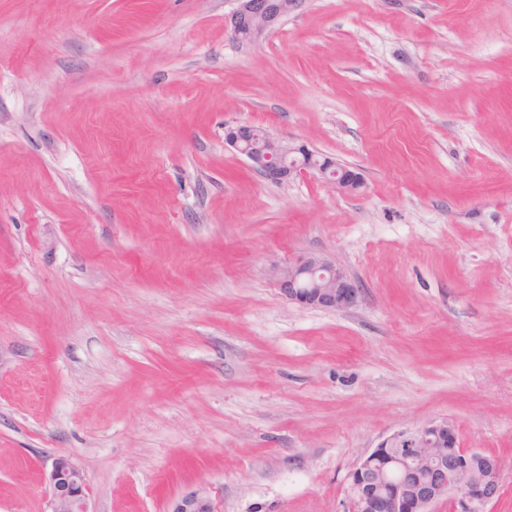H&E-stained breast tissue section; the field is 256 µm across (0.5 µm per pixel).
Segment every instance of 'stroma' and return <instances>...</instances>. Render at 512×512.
<instances>
[{"instance_id":"stroma-1","label":"stroma","mask_w":512,"mask_h":512,"mask_svg":"<svg viewBox=\"0 0 512 512\" xmlns=\"http://www.w3.org/2000/svg\"><path fill=\"white\" fill-rule=\"evenodd\" d=\"M0 0V512L66 454L92 512H342L346 475L448 421L512 512V0ZM254 124L360 169L274 185ZM323 256L361 289L289 303ZM238 7L227 25L236 41L251 45L272 32L281 20L297 9L303 0H237ZM277 286L289 302L303 307L343 310L356 305L360 288L341 267L304 254L275 272ZM170 512H214L211 500L196 491L181 496Z\"/></svg>"}]
</instances>
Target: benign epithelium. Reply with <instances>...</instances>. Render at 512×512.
<instances>
[{
  "instance_id": "obj_1",
  "label": "benign epithelium",
  "mask_w": 512,
  "mask_h": 512,
  "mask_svg": "<svg viewBox=\"0 0 512 512\" xmlns=\"http://www.w3.org/2000/svg\"><path fill=\"white\" fill-rule=\"evenodd\" d=\"M227 25L236 41L251 45L272 32L303 0H237ZM224 143L246 157L249 168L268 183L283 185L313 171L340 193L365 187L361 172L323 157L303 144L284 141L254 125L224 127ZM289 302L303 307L343 310L356 305L360 288L341 267L304 254L275 272ZM46 512H91L84 475L66 455L56 457L48 477ZM343 512H435L448 502L451 512H490L501 495V462L461 446L446 421L416 432H399L373 449L347 473ZM171 512H214L196 491L181 496Z\"/></svg>"
}]
</instances>
